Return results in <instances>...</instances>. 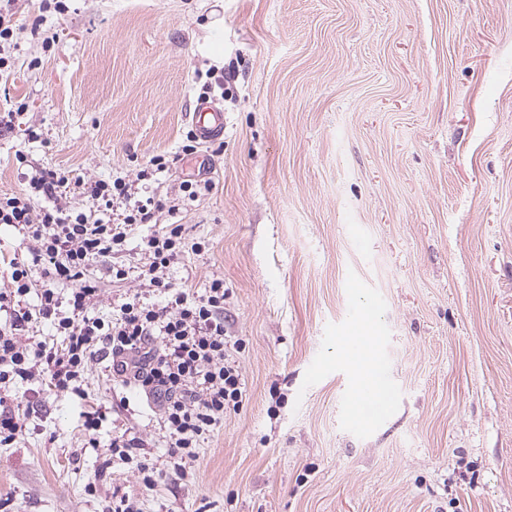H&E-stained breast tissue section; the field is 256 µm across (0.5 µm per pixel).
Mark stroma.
Masks as SVG:
<instances>
[{"instance_id":"35a3bbf8","label":"stroma","mask_w":512,"mask_h":512,"mask_svg":"<svg viewBox=\"0 0 512 512\" xmlns=\"http://www.w3.org/2000/svg\"><path fill=\"white\" fill-rule=\"evenodd\" d=\"M41 5L16 4L0 107L28 109L0 132V192L24 186L21 149L181 200L93 265L96 311L163 304L140 244L178 221L206 249L169 280L223 279L245 396L182 480L161 407L94 365L102 440L136 433L167 472L148 488L87 447L79 401L17 391L31 430L0 447V512H108L124 495L143 512H512V0ZM205 96L224 136L187 155ZM157 154L168 168L148 174ZM186 180L209 187L185 202ZM355 336L387 377L385 417L348 415Z\"/></svg>"}]
</instances>
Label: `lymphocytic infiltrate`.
<instances>
[{"label":"lymphocytic infiltrate","mask_w":512,"mask_h":512,"mask_svg":"<svg viewBox=\"0 0 512 512\" xmlns=\"http://www.w3.org/2000/svg\"><path fill=\"white\" fill-rule=\"evenodd\" d=\"M15 164L26 169L27 186L0 193V224L14 227L30 246L26 259H11L8 285L0 288V446L9 445L28 424L27 410L8 407V400L16 388L36 385L79 399L88 443L99 448L109 409L91 402L84 385L98 353L105 352L113 379L160 404L174 471L187 476L202 443L223 425L225 411L242 401L241 375L226 357L223 279H211L198 292L174 288L164 278L185 248L200 253L204 243L186 245L185 229L176 223L144 237L149 262L139 275L167 295L166 305H147L135 295L100 316L92 264L122 247L132 225L150 223L162 209L176 213V206L136 199L121 177L91 183L87 204L63 205L56 198L71 181L68 172L30 168L21 150ZM40 195L50 198V205L36 206ZM118 199L125 209L115 220L108 213ZM46 321L57 342L24 340L23 331ZM108 449L132 465L145 487L163 475L139 437H113Z\"/></svg>","instance_id":"lymphocytic-infiltrate-1"}]
</instances>
